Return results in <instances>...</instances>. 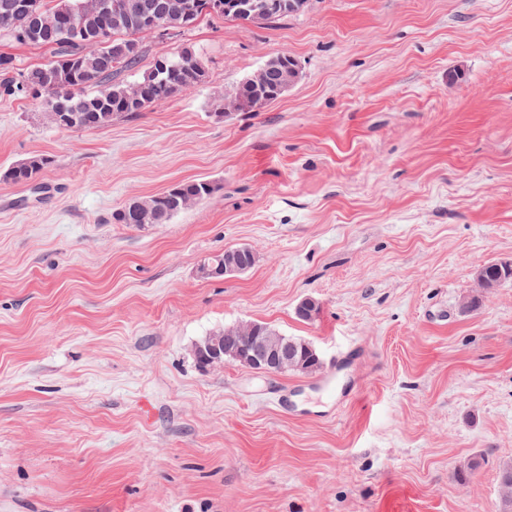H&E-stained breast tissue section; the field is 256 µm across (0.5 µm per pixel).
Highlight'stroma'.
<instances>
[{"label": "stroma", "mask_w": 512, "mask_h": 512, "mask_svg": "<svg viewBox=\"0 0 512 512\" xmlns=\"http://www.w3.org/2000/svg\"><path fill=\"white\" fill-rule=\"evenodd\" d=\"M199 86L97 130L0 97V512H495L512 459V0H312L206 18ZM260 112L224 93L279 53ZM167 224L111 215L185 180ZM247 245V274L201 261ZM315 299L311 321L295 315ZM262 321L310 342L335 391L191 348ZM478 466L466 479L457 472ZM226 5V8L233 10L239 18H247L250 22H261L262 19H266L267 22H276L288 16L300 14L299 12L306 11L304 8L298 12H288V10H296L297 5L301 2L294 3V0H289L288 4L284 3L283 0H230ZM287 10L276 13L284 10ZM275 13V14H274ZM291 65H288V75L281 82L276 94L258 97L254 102V109L249 107L248 102L251 101L255 94L254 87L244 86L241 89V95L245 100L246 105L242 107V100L240 97L239 87L235 86L224 93V116H229L233 112H255L263 110L267 104L273 100L281 98L297 81L300 79V67L298 61L294 58H290ZM272 98V99H271ZM50 157L34 155L28 157L25 162L17 167L13 166L1 174V178L13 182L30 183L34 182L43 169L50 166Z\"/></svg>", "instance_id": "obj_1"}]
</instances>
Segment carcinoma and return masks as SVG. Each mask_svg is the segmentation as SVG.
<instances>
[{"mask_svg":"<svg viewBox=\"0 0 512 512\" xmlns=\"http://www.w3.org/2000/svg\"><path fill=\"white\" fill-rule=\"evenodd\" d=\"M208 2L197 0L193 18L187 21L175 19L174 30L185 33L204 17L233 19L229 14L206 10ZM39 3L42 10L60 14L79 11L80 0H39ZM28 28L29 17L23 13L0 17L1 40L46 51L42 63L30 66L22 65L12 53L0 52V93L32 101L51 115L52 124L58 128L98 129L115 116H132L153 104L176 97L198 85L195 75H205L202 55L192 46L161 55L136 79L146 94L138 104L129 106L124 104L128 84L114 83L112 78L123 71L139 68L144 32L132 28L104 36L100 51L112 57V69L101 72L97 55L80 51L78 46L66 40L64 33L31 38L27 35ZM171 58L184 64V69L172 77L158 67L159 62ZM51 164L49 157L34 155L0 176L13 182L30 183ZM213 191V186L203 180L182 181L149 197L141 207L123 205L112 213V221L115 224H168L175 215L187 210L184 203L193 206Z\"/></svg>","mask_w":512,"mask_h":512,"instance_id":"1","label":"carcinoma"}]
</instances>
